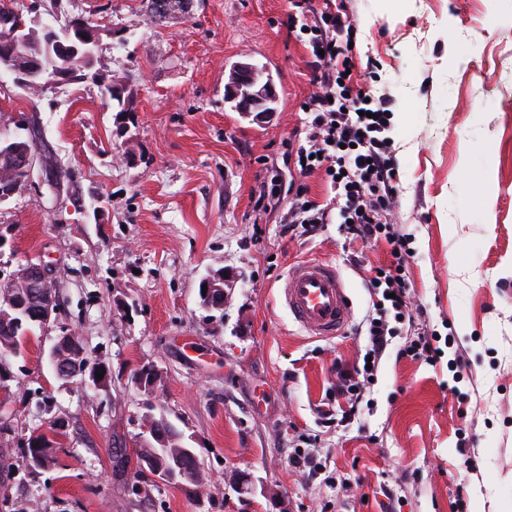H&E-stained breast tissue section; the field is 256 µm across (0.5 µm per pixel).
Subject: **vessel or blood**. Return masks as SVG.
<instances>
[{"mask_svg":"<svg viewBox=\"0 0 512 512\" xmlns=\"http://www.w3.org/2000/svg\"><path fill=\"white\" fill-rule=\"evenodd\" d=\"M281 297L295 321L310 335H341L349 322L352 299L335 265L319 260L292 265Z\"/></svg>","mask_w":512,"mask_h":512,"instance_id":"vessel-or-blood-1","label":"vessel or blood"}]
</instances>
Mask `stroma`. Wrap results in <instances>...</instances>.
<instances>
[{
  "mask_svg": "<svg viewBox=\"0 0 512 512\" xmlns=\"http://www.w3.org/2000/svg\"><path fill=\"white\" fill-rule=\"evenodd\" d=\"M311 4L348 17L354 86L408 117L387 130L388 220L410 242L413 319L351 419L336 386L363 364L368 270L388 247L349 242L336 216L312 236L282 222L295 190L335 196L288 157L315 91L290 0H194L159 27L140 0H6L59 28L88 19L100 41L76 80L33 92L0 74V132L36 145L30 182L0 204V276L50 262L58 295L51 321L0 358V512H512V0ZM237 62L272 74L268 118L226 100ZM113 82L126 112L104 94ZM274 175L292 192L255 210ZM304 260L333 263L346 283L341 335H308L281 300ZM215 273L220 317L199 295ZM64 329L103 385L56 376L48 353ZM417 333L446 343L443 361L399 355ZM144 366L159 376L150 392L132 379ZM149 411L193 449L202 488L141 470ZM50 426L55 464L28 468L16 439ZM299 454L313 475L294 467Z\"/></svg>",
  "mask_w": 512,
  "mask_h": 512,
  "instance_id": "stroma-1",
  "label": "stroma"
}]
</instances>
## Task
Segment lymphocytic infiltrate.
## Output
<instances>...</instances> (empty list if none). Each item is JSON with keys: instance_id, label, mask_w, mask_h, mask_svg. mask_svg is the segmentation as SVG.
<instances>
[{"instance_id": "obj_1", "label": "lymphocytic infiltrate", "mask_w": 512, "mask_h": 512, "mask_svg": "<svg viewBox=\"0 0 512 512\" xmlns=\"http://www.w3.org/2000/svg\"><path fill=\"white\" fill-rule=\"evenodd\" d=\"M291 5L292 26L308 37L316 87L308 104L305 142L295 151L299 170L323 171L336 193L342 229L351 241H385L392 257L390 264L370 270L371 288L390 297L389 302L375 303V313L366 322L367 355L377 363L396 334V324L406 318L405 266L410 255L405 237L387 219L396 178L393 144L385 135L389 112L384 98L350 86L348 18L328 11L312 20L309 0H291Z\"/></svg>"}]
</instances>
